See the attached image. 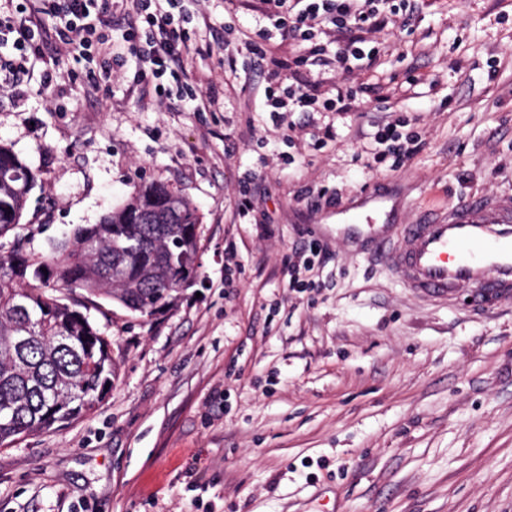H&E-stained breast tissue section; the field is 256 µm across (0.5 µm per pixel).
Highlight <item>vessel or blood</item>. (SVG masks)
<instances>
[{
	"label": "vessel or blood",
	"mask_w": 512,
	"mask_h": 512,
	"mask_svg": "<svg viewBox=\"0 0 512 512\" xmlns=\"http://www.w3.org/2000/svg\"><path fill=\"white\" fill-rule=\"evenodd\" d=\"M358 242L372 237L393 275L413 293L447 300L471 287L477 299L512 298V200L468 199L445 214L397 228L341 224Z\"/></svg>",
	"instance_id": "1"
}]
</instances>
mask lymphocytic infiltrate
<instances>
[{
    "instance_id": "lymphocytic-infiltrate-1",
    "label": "lymphocytic infiltrate",
    "mask_w": 512,
    "mask_h": 512,
    "mask_svg": "<svg viewBox=\"0 0 512 512\" xmlns=\"http://www.w3.org/2000/svg\"><path fill=\"white\" fill-rule=\"evenodd\" d=\"M264 14L282 37L312 40L315 28L329 25L337 34L336 49L320 63L347 75L355 62L375 65L378 48L373 34L385 28L400 7L395 0H262ZM181 0H0V50L13 46L19 58L0 53V80L5 85L20 81L26 62L54 51L73 59L94 61L85 74L84 92L97 96L112 83L113 64L134 55L143 64L135 79L157 87L159 101L173 104L183 98L188 71L182 50L186 33L182 27ZM116 16L123 24L121 41H114L101 27L102 16ZM357 99L353 89H337L335 97L319 99L304 85L288 86L284 95L267 92L266 106L272 119L300 110L347 112ZM382 152L376 161L392 159L402 164L422 148L415 131H400L387 123L374 135Z\"/></svg>"
}]
</instances>
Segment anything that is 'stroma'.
Here are the masks:
<instances>
[{
	"mask_svg": "<svg viewBox=\"0 0 512 512\" xmlns=\"http://www.w3.org/2000/svg\"><path fill=\"white\" fill-rule=\"evenodd\" d=\"M185 6L209 111L151 101L131 55L92 99L67 59L0 93V143L38 174L35 251L151 181L202 217L198 281L173 310L89 309L117 378L89 415L0 446V512H512V300L413 294L336 233L372 198L371 223L395 226L512 198V0H414L377 33L378 67L289 70L322 97L360 89L358 108L280 126L264 90L302 42L251 53L261 0ZM398 120L422 149L373 163L378 124Z\"/></svg>",
	"mask_w": 512,
	"mask_h": 512,
	"instance_id": "obj_1",
	"label": "stroma"
}]
</instances>
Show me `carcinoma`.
<instances>
[{
  "label": "carcinoma",
  "mask_w": 512,
  "mask_h": 512,
  "mask_svg": "<svg viewBox=\"0 0 512 512\" xmlns=\"http://www.w3.org/2000/svg\"><path fill=\"white\" fill-rule=\"evenodd\" d=\"M38 175L0 144V237L20 224ZM177 204L170 224H133L150 202ZM202 217L161 182L137 189L99 223L79 226L47 254L19 234L0 254V445L42 433L92 411L113 383L108 339L83 310L104 297L142 315L171 311L194 285ZM85 292L66 302L59 290Z\"/></svg>",
  "instance_id": "obj_1"
}]
</instances>
